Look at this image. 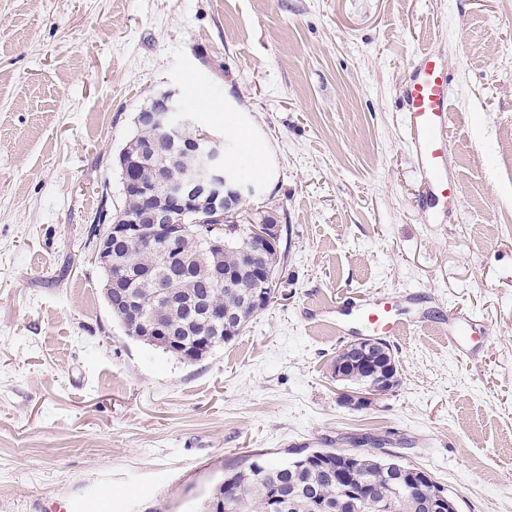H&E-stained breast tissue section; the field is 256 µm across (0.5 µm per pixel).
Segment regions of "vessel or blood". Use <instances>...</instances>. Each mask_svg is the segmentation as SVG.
<instances>
[{
  "label": "vessel or blood",
  "mask_w": 512,
  "mask_h": 512,
  "mask_svg": "<svg viewBox=\"0 0 512 512\" xmlns=\"http://www.w3.org/2000/svg\"><path fill=\"white\" fill-rule=\"evenodd\" d=\"M448 65L431 51L414 56L400 86L406 146L417 163L423 195L421 207L440 206L442 213L454 214L459 192L450 154V112ZM358 318L376 336H394L405 327L403 319L389 310V302L377 298L358 305ZM487 329L469 317H453L448 322V338L460 343L465 336H483Z\"/></svg>",
  "instance_id": "vessel-or-blood-1"
}]
</instances>
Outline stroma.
Returning <instances> with one entry per match:
<instances>
[{
	"label": "stroma",
	"mask_w": 512,
	"mask_h": 512,
	"mask_svg": "<svg viewBox=\"0 0 512 512\" xmlns=\"http://www.w3.org/2000/svg\"><path fill=\"white\" fill-rule=\"evenodd\" d=\"M422 48L453 74L441 224L400 116ZM167 90L287 228L277 298L192 363L126 336L93 256ZM372 296L415 323L388 339L399 385L357 408L332 362ZM452 312L489 327L470 358ZM366 432L460 512H512V0H0V512H199L251 455Z\"/></svg>",
	"instance_id": "35a3bbf8"
}]
</instances>
